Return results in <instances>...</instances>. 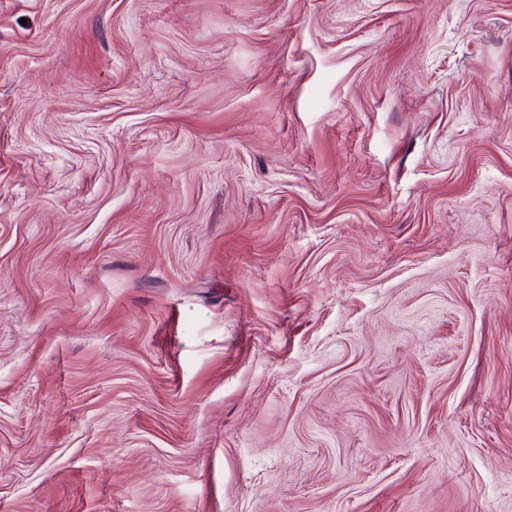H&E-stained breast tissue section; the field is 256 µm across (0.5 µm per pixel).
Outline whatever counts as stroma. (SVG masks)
<instances>
[{"label":"stroma","instance_id":"obj_1","mask_svg":"<svg viewBox=\"0 0 512 512\" xmlns=\"http://www.w3.org/2000/svg\"><path fill=\"white\" fill-rule=\"evenodd\" d=\"M0 512H512V0H0Z\"/></svg>","mask_w":512,"mask_h":512}]
</instances>
